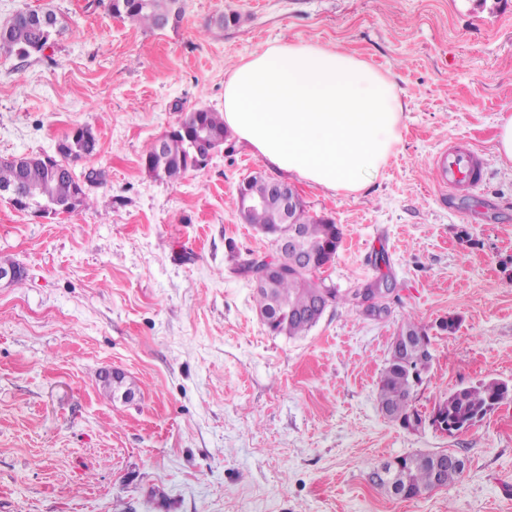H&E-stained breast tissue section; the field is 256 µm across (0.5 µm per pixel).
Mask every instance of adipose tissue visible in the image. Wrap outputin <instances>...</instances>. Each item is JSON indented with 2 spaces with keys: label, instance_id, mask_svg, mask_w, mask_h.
I'll use <instances>...</instances> for the list:
<instances>
[{
  "label": "adipose tissue",
  "instance_id": "obj_1",
  "mask_svg": "<svg viewBox=\"0 0 512 512\" xmlns=\"http://www.w3.org/2000/svg\"><path fill=\"white\" fill-rule=\"evenodd\" d=\"M390 76L353 55L279 43L224 84V124L275 170L335 193L361 191L400 141Z\"/></svg>",
  "mask_w": 512,
  "mask_h": 512
}]
</instances>
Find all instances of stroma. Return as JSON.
<instances>
[{"mask_svg": "<svg viewBox=\"0 0 512 512\" xmlns=\"http://www.w3.org/2000/svg\"><path fill=\"white\" fill-rule=\"evenodd\" d=\"M64 22L52 48L0 54V157L54 153L92 127L89 208L33 216L0 200V512H512V401L449 436L389 421L377 386L406 318L434 359L414 403L512 383V166L495 155L512 109V0H183L149 32L107 0H0ZM236 13L219 29L215 17ZM281 42L345 51L391 73L401 140L356 194L298 182L310 216L342 228L321 273L345 295L306 336L269 331L239 266L273 256L242 218L239 183L277 178L236 141L178 181L141 158L189 111L224 109L243 59ZM482 154L474 193L432 183L442 146ZM396 284L371 314L364 288ZM455 317L448 334L441 320ZM122 374L112 389L106 373ZM448 451L459 482L413 499L368 475Z\"/></svg>", "mask_w": 512, "mask_h": 512, "instance_id": "35a3bbf8", "label": "stroma"}]
</instances>
